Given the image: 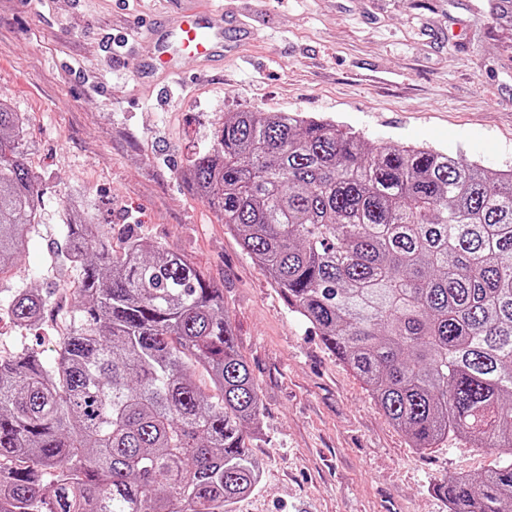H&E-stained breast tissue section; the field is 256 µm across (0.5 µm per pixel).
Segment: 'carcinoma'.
<instances>
[{"label":"carcinoma","instance_id":"carcinoma-1","mask_svg":"<svg viewBox=\"0 0 512 512\" xmlns=\"http://www.w3.org/2000/svg\"><path fill=\"white\" fill-rule=\"evenodd\" d=\"M486 18L512 20V0ZM28 151L0 97V274L39 209ZM183 176L412 447L506 450L438 484L449 512H512V168L235 112ZM65 212L76 315L51 357L0 359V512H231L260 483L263 406L223 292L150 241L115 251L83 194ZM46 305L21 288L9 316L31 327Z\"/></svg>","mask_w":512,"mask_h":512}]
</instances>
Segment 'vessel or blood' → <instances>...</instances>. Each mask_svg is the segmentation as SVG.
Returning a JSON list of instances; mask_svg holds the SVG:
<instances>
[{"instance_id": "obj_1", "label": "vessel or blood", "mask_w": 512, "mask_h": 512, "mask_svg": "<svg viewBox=\"0 0 512 512\" xmlns=\"http://www.w3.org/2000/svg\"><path fill=\"white\" fill-rule=\"evenodd\" d=\"M228 18L210 0H183L171 22L150 26L143 43L144 66L151 78H174L182 59L191 56L208 65L222 59L228 39Z\"/></svg>"}]
</instances>
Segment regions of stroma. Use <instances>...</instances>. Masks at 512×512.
I'll use <instances>...</instances> for the list:
<instances>
[{"label": "stroma", "instance_id": "stroma-1", "mask_svg": "<svg viewBox=\"0 0 512 512\" xmlns=\"http://www.w3.org/2000/svg\"><path fill=\"white\" fill-rule=\"evenodd\" d=\"M485 0H251L224 9L252 32L198 68L166 104L139 82L141 39L179 0H0V95L26 122L40 217L0 279L50 297L31 330L0 322V355L49 351L74 314L77 269L62 265L64 201L82 190L113 248L145 238L177 251L224 292L264 407L251 448L258 488L235 512H448L444 477L479 479L496 451L455 438L427 450L292 313L223 218L183 179L236 112H305L367 147L425 143L512 167V27Z\"/></svg>", "mask_w": 512, "mask_h": 512}]
</instances>
